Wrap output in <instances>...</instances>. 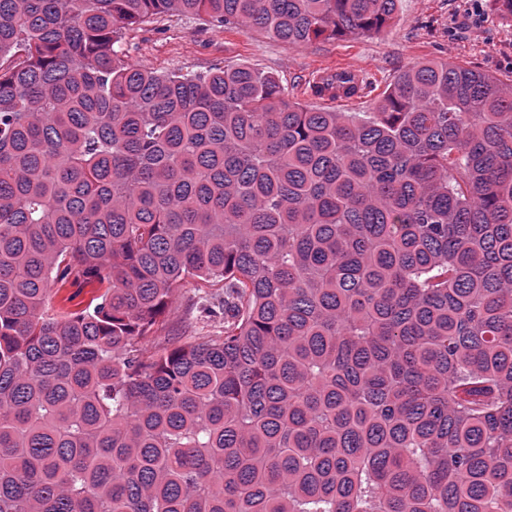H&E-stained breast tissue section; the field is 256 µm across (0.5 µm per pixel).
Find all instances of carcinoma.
<instances>
[{"instance_id": "obj_1", "label": "carcinoma", "mask_w": 512, "mask_h": 512, "mask_svg": "<svg viewBox=\"0 0 512 512\" xmlns=\"http://www.w3.org/2000/svg\"><path fill=\"white\" fill-rule=\"evenodd\" d=\"M396 7L0 0V512H512V86L415 63L338 112L115 49ZM188 276L224 335L141 346ZM99 294L94 288H78V286L66 284L52 286L51 311L58 316L79 312L86 308L93 296Z\"/></svg>"}]
</instances>
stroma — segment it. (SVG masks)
Instances as JSON below:
<instances>
[{"mask_svg": "<svg viewBox=\"0 0 512 512\" xmlns=\"http://www.w3.org/2000/svg\"><path fill=\"white\" fill-rule=\"evenodd\" d=\"M481 4L478 18L464 0H399L394 23L381 33L319 40L302 48L232 24L218 27L204 16H162L123 30L121 47L130 64L151 71L206 73L245 65L274 74L289 98L304 106L369 112L394 78L417 62L451 61L512 84V16L500 15L496 0ZM339 68L357 74L361 93L337 103L317 93L316 86ZM196 301V284L187 281L148 339L150 350L223 331V313L203 312Z\"/></svg>", "mask_w": 512, "mask_h": 512, "instance_id": "35a3bbf8", "label": "stroma"}]
</instances>
